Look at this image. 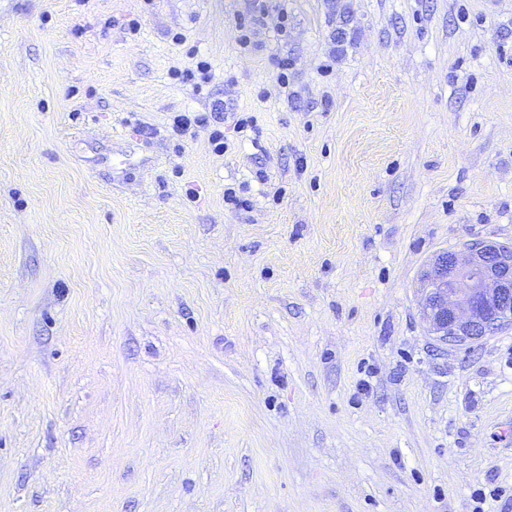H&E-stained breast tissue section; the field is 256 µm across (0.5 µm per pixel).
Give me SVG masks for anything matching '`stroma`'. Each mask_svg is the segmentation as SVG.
Segmentation results:
<instances>
[{"mask_svg": "<svg viewBox=\"0 0 512 512\" xmlns=\"http://www.w3.org/2000/svg\"><path fill=\"white\" fill-rule=\"evenodd\" d=\"M473 238L512 0H0V512H512V328L420 313ZM224 105L216 103L210 112H193V115L180 114L174 117L172 131L177 136H185L195 129H209L211 124L221 123Z\"/></svg>", "mask_w": 512, "mask_h": 512, "instance_id": "1", "label": "stroma"}]
</instances>
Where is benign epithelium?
I'll return each instance as SVG.
<instances>
[{
    "instance_id": "1",
    "label": "benign epithelium",
    "mask_w": 512,
    "mask_h": 512,
    "mask_svg": "<svg viewBox=\"0 0 512 512\" xmlns=\"http://www.w3.org/2000/svg\"><path fill=\"white\" fill-rule=\"evenodd\" d=\"M436 343L467 349L512 327V241H464L437 252L420 279Z\"/></svg>"
}]
</instances>
